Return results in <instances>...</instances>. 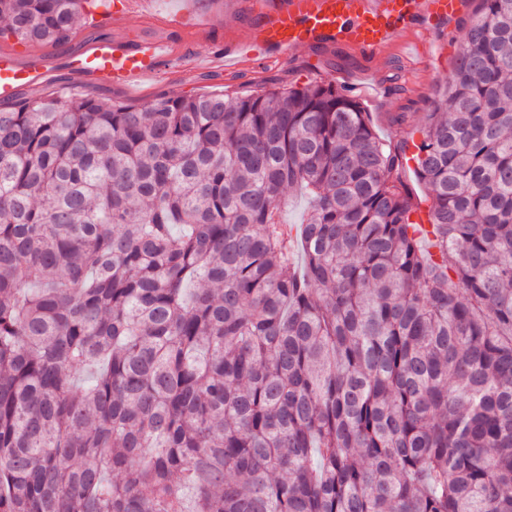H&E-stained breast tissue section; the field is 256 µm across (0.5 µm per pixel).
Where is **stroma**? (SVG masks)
Instances as JSON below:
<instances>
[{
  "label": "stroma",
  "mask_w": 512,
  "mask_h": 512,
  "mask_svg": "<svg viewBox=\"0 0 512 512\" xmlns=\"http://www.w3.org/2000/svg\"><path fill=\"white\" fill-rule=\"evenodd\" d=\"M245 0H147L146 11L171 13L184 4L212 12L216 32L232 38L247 34ZM478 9L477 0H467L466 9L442 27L437 41L446 45V53L420 58L416 46L427 35L419 28L402 31L396 41L375 54L345 46L302 48L288 59L276 57L243 59L235 69L217 73L207 64L187 74L164 68L138 88L115 86L96 81L76 82L60 69L50 71L39 88H22L17 96L33 99L41 96L63 97L73 92L84 96L109 99L134 106L181 95L218 93L227 96L262 94L274 88L304 86L314 81H331L348 87L370 112L380 137L392 135L386 123L390 113L408 112L421 120L430 109L444 80L440 71L452 70L455 55L465 32Z\"/></svg>",
  "instance_id": "obj_1"
}]
</instances>
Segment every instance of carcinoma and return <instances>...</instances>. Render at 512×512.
<instances>
[{
	"label": "carcinoma",
	"instance_id": "obj_1",
	"mask_svg": "<svg viewBox=\"0 0 512 512\" xmlns=\"http://www.w3.org/2000/svg\"><path fill=\"white\" fill-rule=\"evenodd\" d=\"M387 120L324 81L0 104V512H512V0Z\"/></svg>",
	"mask_w": 512,
	"mask_h": 512
}]
</instances>
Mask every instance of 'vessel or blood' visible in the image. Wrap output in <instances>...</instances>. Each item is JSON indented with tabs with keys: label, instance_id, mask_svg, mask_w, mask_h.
<instances>
[{
	"label": "vessel or blood",
	"instance_id": "vessel-or-blood-1",
	"mask_svg": "<svg viewBox=\"0 0 512 512\" xmlns=\"http://www.w3.org/2000/svg\"><path fill=\"white\" fill-rule=\"evenodd\" d=\"M138 0H111L101 9L109 25L124 24ZM465 0H258L250 8L248 34L222 41L207 57L221 70L243 57H280L308 47L343 45L375 52L388 47L405 29L433 32L465 8ZM149 36H98L73 50L67 60L77 79L130 86L144 83L163 61L177 69L193 67L199 44L211 40L213 18L197 12L144 16ZM50 60L21 63L15 51H0V100L7 101L23 87L40 86Z\"/></svg>",
	"mask_w": 512,
	"mask_h": 512
}]
</instances>
